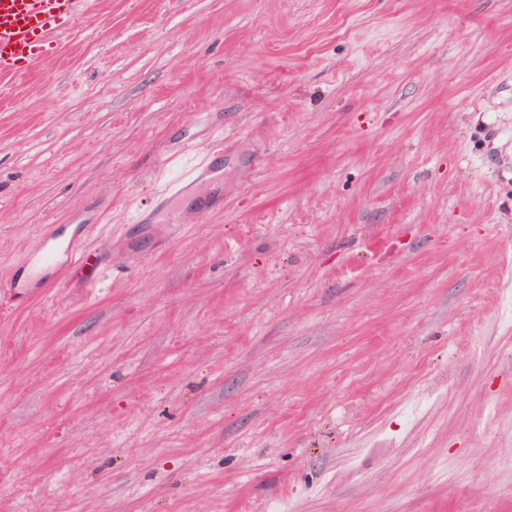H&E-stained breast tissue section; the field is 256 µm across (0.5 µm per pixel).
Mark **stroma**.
<instances>
[{"label":"stroma","mask_w":512,"mask_h":512,"mask_svg":"<svg viewBox=\"0 0 512 512\" xmlns=\"http://www.w3.org/2000/svg\"><path fill=\"white\" fill-rule=\"evenodd\" d=\"M506 296L512 0H86L0 82V512H512ZM210 165L203 162L196 163L186 174L170 184V190L158 197V207L165 208L186 195L195 185L211 177Z\"/></svg>","instance_id":"35a3bbf8"}]
</instances>
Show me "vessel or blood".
Instances as JSON below:
<instances>
[{
  "label": "vessel or blood",
  "instance_id": "obj_1",
  "mask_svg": "<svg viewBox=\"0 0 512 512\" xmlns=\"http://www.w3.org/2000/svg\"><path fill=\"white\" fill-rule=\"evenodd\" d=\"M82 0H0V77L12 76L21 63H34L52 47V37L80 10ZM212 169L196 163L158 198L165 208L210 178Z\"/></svg>",
  "mask_w": 512,
  "mask_h": 512
}]
</instances>
